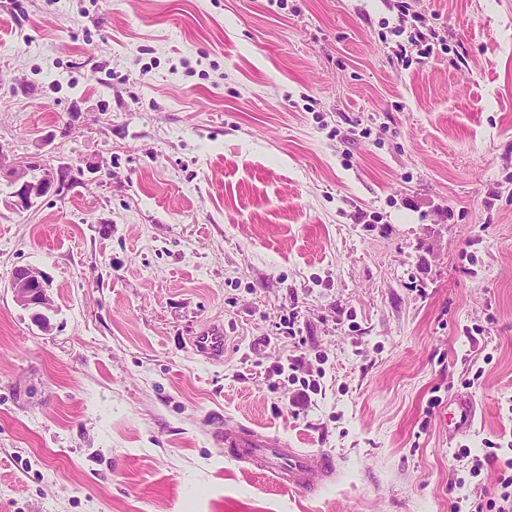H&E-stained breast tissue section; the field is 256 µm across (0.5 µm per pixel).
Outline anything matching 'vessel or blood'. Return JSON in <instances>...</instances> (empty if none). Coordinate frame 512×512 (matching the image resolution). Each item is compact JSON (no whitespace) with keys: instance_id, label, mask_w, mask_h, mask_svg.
Instances as JSON below:
<instances>
[{"instance_id":"b4317fda","label":"vessel or blood","mask_w":512,"mask_h":512,"mask_svg":"<svg viewBox=\"0 0 512 512\" xmlns=\"http://www.w3.org/2000/svg\"><path fill=\"white\" fill-rule=\"evenodd\" d=\"M224 339V328L218 324L197 340L195 347L208 357L219 358L224 354ZM452 404L450 427L456 436L471 429L475 411L471 399L465 396L455 397ZM220 440L226 455L270 474L279 486L297 493L310 492L338 474L332 456L288 447L279 438L257 433L243 424L225 425Z\"/></svg>"}]
</instances>
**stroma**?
Wrapping results in <instances>:
<instances>
[{
	"mask_svg": "<svg viewBox=\"0 0 512 512\" xmlns=\"http://www.w3.org/2000/svg\"><path fill=\"white\" fill-rule=\"evenodd\" d=\"M416 6L428 59L390 0H0V151L65 176L21 208L0 175V512L493 493L453 453L512 441V0ZM215 323L219 362L193 346ZM458 395L452 439L430 401ZM227 423L339 475L283 490ZM49 287L46 273L28 266L18 267L10 282L15 301L25 308L37 310L43 317L54 307ZM454 406L450 414L451 435L463 434L471 429L474 423V405L468 397L456 396L448 403V407Z\"/></svg>",
	"mask_w": 512,
	"mask_h": 512,
	"instance_id": "1",
	"label": "stroma"
}]
</instances>
